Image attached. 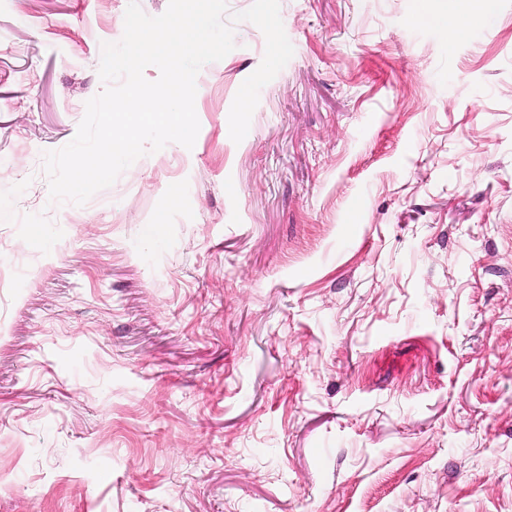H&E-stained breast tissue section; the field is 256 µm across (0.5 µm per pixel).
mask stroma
Wrapping results in <instances>:
<instances>
[{"instance_id":"obj_1","label":"stroma","mask_w":512,"mask_h":512,"mask_svg":"<svg viewBox=\"0 0 512 512\" xmlns=\"http://www.w3.org/2000/svg\"><path fill=\"white\" fill-rule=\"evenodd\" d=\"M280 0L193 148L49 201L127 0H0V512H512V0ZM178 196H171V188ZM165 223H157L158 214Z\"/></svg>"}]
</instances>
